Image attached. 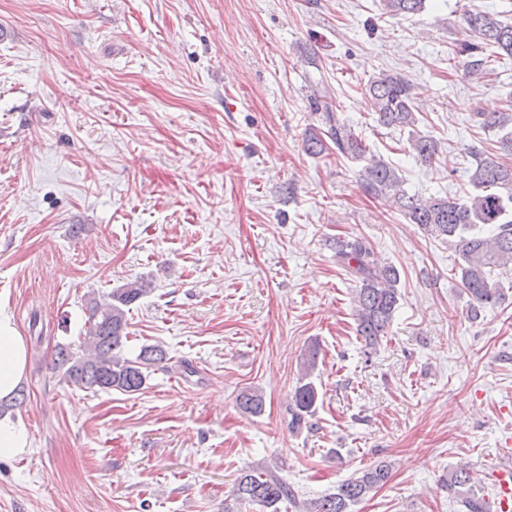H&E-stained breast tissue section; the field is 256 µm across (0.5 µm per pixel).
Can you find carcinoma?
<instances>
[{"label": "carcinoma", "mask_w": 512, "mask_h": 512, "mask_svg": "<svg viewBox=\"0 0 512 512\" xmlns=\"http://www.w3.org/2000/svg\"><path fill=\"white\" fill-rule=\"evenodd\" d=\"M423 2L383 0V10L392 16H406L421 11ZM463 20L469 32L477 37L475 41L456 46L458 55L471 59L470 73L486 72L487 61L482 57L486 48L512 58V23L499 19L496 14L473 10L466 11ZM366 91L379 125L403 131L418 123L415 85L405 76L381 71L368 81ZM313 105L323 112L325 130L308 136L307 151L320 154L329 147L338 156L364 163L366 193L374 197L394 194L409 223L417 225L424 235L446 240L458 250L461 284L473 302L472 312L494 306L501 299L502 288L491 280V269L512 266V108L474 113L481 127L496 128L503 135L494 144V153L470 149L476 159V167L469 176L472 192L457 201L442 196L407 195L395 168L367 154L362 137L334 111L331 102L318 96ZM409 145L428 162L437 152V142L427 135L412 133ZM481 224L489 226V235L469 233ZM372 255V248L359 239L336 242V262L358 283L353 296L356 333L367 347L376 346L386 334L399 304L397 269L378 266ZM150 291V282L134 280L113 289L101 301L90 300L80 350L74 352L61 345L53 360L54 367L63 372L67 382L94 393L114 390L133 395L143 389L150 370L166 361L167 353L159 346L147 345L131 359L123 351L128 341L127 314ZM317 399L318 391L313 383L297 386L288 405L292 424L300 425L303 416L314 412ZM237 402L251 414L260 413L264 406L263 395L251 389L241 392ZM389 478L390 469L385 464L365 469L359 476L341 483L336 492L306 503V512H350L351 506L386 484ZM448 491L461 497L467 512H487L483 499L473 493L468 466H459L448 474ZM233 496L239 505L258 504L271 512H278V503L295 499L287 484L257 469L238 474Z\"/></svg>", "instance_id": "cac0c4a2"}]
</instances>
